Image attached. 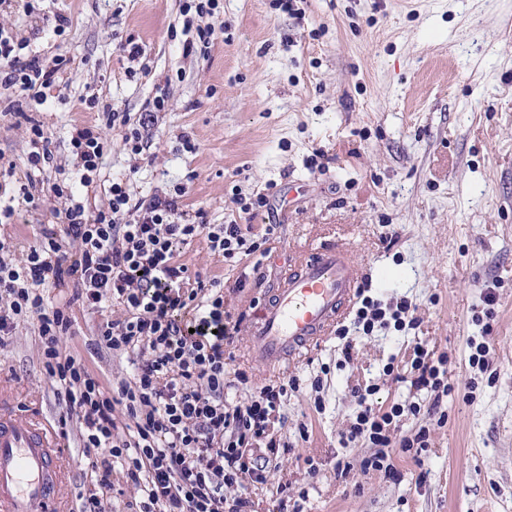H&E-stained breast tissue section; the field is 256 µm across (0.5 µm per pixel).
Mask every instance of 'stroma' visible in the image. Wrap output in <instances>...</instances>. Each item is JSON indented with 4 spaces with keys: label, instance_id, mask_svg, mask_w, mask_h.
Instances as JSON below:
<instances>
[{
    "label": "stroma",
    "instance_id": "1",
    "mask_svg": "<svg viewBox=\"0 0 512 512\" xmlns=\"http://www.w3.org/2000/svg\"><path fill=\"white\" fill-rule=\"evenodd\" d=\"M275 0H222L206 52L185 53L183 0H0V26L44 58L67 52L66 88H52L32 113L68 155L75 125H101L98 97L138 120L158 89L167 111L146 128L147 149L121 148L122 126L100 177L124 179L133 195L174 194L211 223L237 221L266 253L227 259L205 239L176 245L180 262L224 282V309L238 331L225 345L224 399L247 402L258 387L296 381L282 397L277 430L288 447L272 481L228 487L254 512H277L276 486L299 512H512V0H298V14ZM71 20L56 35L46 20ZM144 50L138 73L126 41ZM25 125L0 111V164L26 172ZM190 133L195 152L178 150ZM326 157L310 170L313 152ZM265 194L257 216L240 212L235 190ZM59 202L28 210L14 201L0 238L15 259L59 224ZM276 225L265 239L266 225ZM348 248L368 274L372 297L408 300L414 326L332 335L280 371L254 355L255 310L280 269L321 244ZM74 336L64 354L83 360L104 386L131 380L125 354L93 352L100 324L121 318L112 303L72 308ZM352 353H345V339ZM484 368L470 357L478 344ZM448 355L454 390L445 419L428 415L433 398L412 386L415 345ZM35 320L19 322L0 345V395L21 417L57 428L64 411L39 358ZM245 373L238 381L237 373ZM374 387V407L419 406L401 430L426 429L421 456L391 448L393 472L366 471L369 441L340 438L359 410L355 389ZM59 438L64 482L59 512H78L94 492L76 421Z\"/></svg>",
    "mask_w": 512,
    "mask_h": 512
}]
</instances>
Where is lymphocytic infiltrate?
<instances>
[{
  "mask_svg": "<svg viewBox=\"0 0 512 512\" xmlns=\"http://www.w3.org/2000/svg\"><path fill=\"white\" fill-rule=\"evenodd\" d=\"M25 42L0 28V90L18 102L43 104L47 89L60 86L71 60H47L25 54ZM105 126L73 127L69 149L84 188H97L102 159L111 146ZM29 151L19 199L32 210L44 206L37 191L47 167L57 179L50 190L67 199L62 228L45 227L38 245L23 264H14L11 245L0 240V344L19 321H37L40 360L66 418L80 424L81 441L97 475L98 490L83 500L80 512H108L112 461L122 459L128 479L140 486L141 512H249L248 499L225 498L228 486L265 482L280 453L275 419L283 383L260 388L244 404L224 401L227 362L224 346L232 338L224 311V283L204 280L175 259L176 245L205 237L211 251L226 258L250 255L257 242L236 223L212 224L204 211L182 210L178 198L154 195L134 198L124 180L109 183L104 209L74 199L63 165L55 164L52 140L42 124L28 129ZM73 286L74 301L90 308L109 300L124 308L123 318L99 328L96 349L134 355L132 380L105 391L99 379L78 358L63 354L62 341L72 334L70 305L48 306L40 292L46 284ZM446 355L416 347L413 386L434 394L429 415H438L445 383ZM373 388L356 393L360 410L342 435L343 445L369 440L375 447L367 467L382 468L388 449L425 447L426 433L393 442L404 413L419 408L376 413ZM133 424L130 438L116 431V414ZM261 453H253L254 445Z\"/></svg>",
  "mask_w": 512,
  "mask_h": 512,
  "instance_id": "1",
  "label": "lymphocytic infiltrate"
}]
</instances>
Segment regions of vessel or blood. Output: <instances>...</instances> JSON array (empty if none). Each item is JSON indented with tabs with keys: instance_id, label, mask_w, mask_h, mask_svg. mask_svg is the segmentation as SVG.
Returning a JSON list of instances; mask_svg holds the SVG:
<instances>
[{
	"instance_id": "b4317fda",
	"label": "vessel or blood",
	"mask_w": 512,
	"mask_h": 512,
	"mask_svg": "<svg viewBox=\"0 0 512 512\" xmlns=\"http://www.w3.org/2000/svg\"><path fill=\"white\" fill-rule=\"evenodd\" d=\"M365 277L350 252L324 244L282 273L250 326L256 353L272 370L307 354L350 312ZM62 464L43 424L18 417L0 398V512H55Z\"/></svg>"
}]
</instances>
